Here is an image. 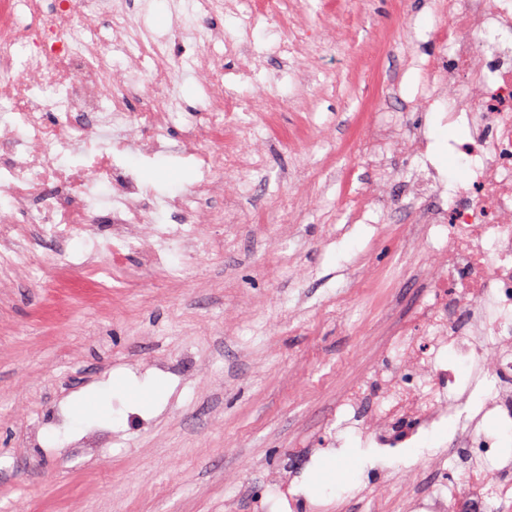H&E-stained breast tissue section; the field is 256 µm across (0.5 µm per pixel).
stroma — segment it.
Returning <instances> with one entry per match:
<instances>
[{
    "label": "stroma",
    "instance_id": "stroma-1",
    "mask_svg": "<svg viewBox=\"0 0 512 512\" xmlns=\"http://www.w3.org/2000/svg\"><path fill=\"white\" fill-rule=\"evenodd\" d=\"M436 12L435 0H309L302 25L341 32L306 62L335 76L329 89L271 51L302 25L257 27L261 77L296 106L279 115L240 223L200 225L159 266L126 256L135 287L109 286L101 256L96 278L75 269L49 289L62 254L89 251L83 238L22 260L0 288V512H365V488L383 475L394 494L380 512H408L404 499L440 489L431 460L456 420L390 458L348 432L319 447L345 392L429 292L433 255L405 243V181L428 163L448 185L467 175L451 146L468 128L419 100L431 67L448 62ZM375 123L396 142L368 159L360 143ZM416 132L421 158L399 148ZM138 172L171 195L197 179L175 134ZM379 187L392 208L359 209ZM146 387L154 405L141 402ZM298 448L316 454L293 503L266 476Z\"/></svg>",
    "mask_w": 512,
    "mask_h": 512
}]
</instances>
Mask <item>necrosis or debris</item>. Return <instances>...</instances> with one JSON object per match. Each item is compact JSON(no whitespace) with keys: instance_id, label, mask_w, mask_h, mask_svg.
Listing matches in <instances>:
<instances>
[{"instance_id":"necrosis-or-debris-1","label":"necrosis or debris","mask_w":512,"mask_h":512,"mask_svg":"<svg viewBox=\"0 0 512 512\" xmlns=\"http://www.w3.org/2000/svg\"><path fill=\"white\" fill-rule=\"evenodd\" d=\"M172 25L158 36L148 25L149 0H0V288L8 287L13 257L32 235L67 241L98 225L95 250L114 262L139 249L152 263L155 241L175 239L191 224L238 221L236 203L248 194L262 145L275 135L272 104L256 76L263 55L253 49L257 23L273 26L288 0H170ZM233 31H216L218 14ZM452 64L438 74L430 102L447 103L449 119L464 120L471 136L455 150L468 176L443 191L425 170L408 193L434 195L435 210L420 223L444 243L435 251L430 298L390 348L391 365L374 367L344 399L342 429L383 446L415 447L466 405L455 371L476 366L493 388L479 412L462 421L451 448L470 449L464 491L437 494L425 512H453L465 500L471 512H512V458L484 420L512 427V48L481 41L489 31H512V0H447ZM188 49L187 61L206 92L180 118L170 47ZM241 59L225 73L224 56ZM153 62L160 93L145 97L140 64ZM109 92H101L103 75ZM141 97L139 112L129 110ZM262 113L261 125L237 120V111ZM200 177L190 191L161 196L141 183L129 153L160 152L174 124ZM160 210L172 223L141 234Z\"/></svg>"}]
</instances>
